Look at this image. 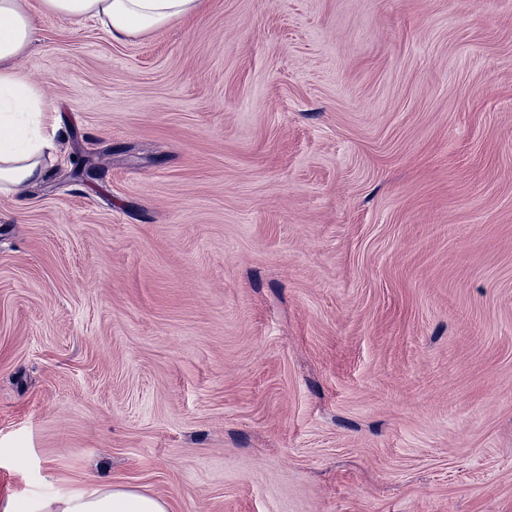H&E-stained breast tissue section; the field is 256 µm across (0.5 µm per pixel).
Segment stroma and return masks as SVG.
Instances as JSON below:
<instances>
[{
    "instance_id": "1",
    "label": "stroma",
    "mask_w": 512,
    "mask_h": 512,
    "mask_svg": "<svg viewBox=\"0 0 512 512\" xmlns=\"http://www.w3.org/2000/svg\"><path fill=\"white\" fill-rule=\"evenodd\" d=\"M34 18L0 193V507L512 512V0ZM34 19L24 0H0V191L44 177L50 148L40 133L48 119L39 91L10 65L32 42ZM4 512H170L159 496L133 488L95 484L64 489L51 497H29Z\"/></svg>"
}]
</instances>
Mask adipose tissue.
<instances>
[{"instance_id": "ef3b65f1", "label": "adipose tissue", "mask_w": 512, "mask_h": 512, "mask_svg": "<svg viewBox=\"0 0 512 512\" xmlns=\"http://www.w3.org/2000/svg\"><path fill=\"white\" fill-rule=\"evenodd\" d=\"M44 16L99 21L113 40H130L192 15L199 0H40ZM34 19L24 0H0V191L44 177L50 147L40 133L46 119L39 91L10 65L32 42ZM6 512H169L159 496L95 484L29 497Z\"/></svg>"}]
</instances>
